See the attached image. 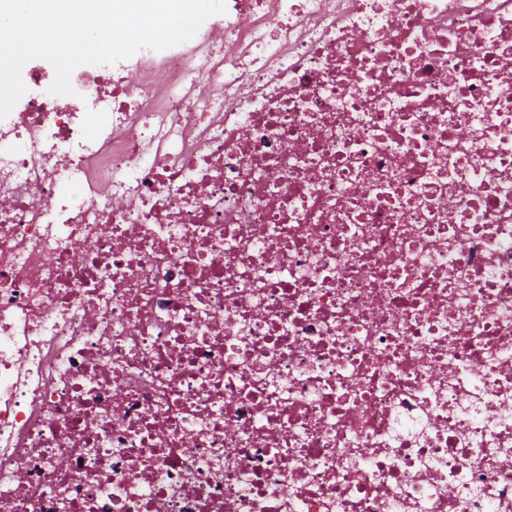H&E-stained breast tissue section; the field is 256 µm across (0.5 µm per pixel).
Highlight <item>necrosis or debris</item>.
<instances>
[{
  "label": "necrosis or debris",
  "instance_id": "1",
  "mask_svg": "<svg viewBox=\"0 0 512 512\" xmlns=\"http://www.w3.org/2000/svg\"><path fill=\"white\" fill-rule=\"evenodd\" d=\"M228 2L22 69L0 512H512V0Z\"/></svg>",
  "mask_w": 512,
  "mask_h": 512
}]
</instances>
